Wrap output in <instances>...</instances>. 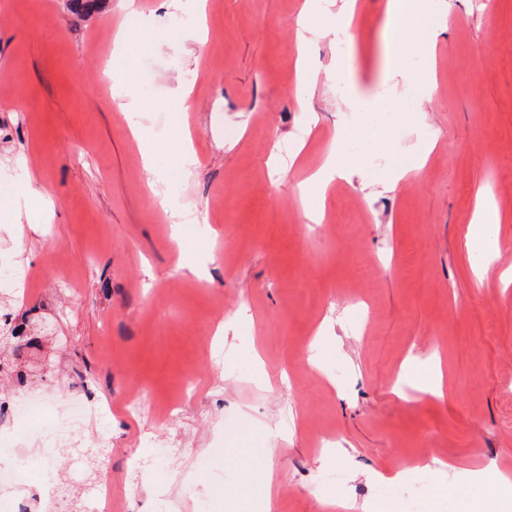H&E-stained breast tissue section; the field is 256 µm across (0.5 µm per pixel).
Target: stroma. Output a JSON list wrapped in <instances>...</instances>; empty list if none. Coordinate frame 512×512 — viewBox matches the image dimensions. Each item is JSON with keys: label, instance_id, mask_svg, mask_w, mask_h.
<instances>
[{"label": "stroma", "instance_id": "35a3bbf8", "mask_svg": "<svg viewBox=\"0 0 512 512\" xmlns=\"http://www.w3.org/2000/svg\"><path fill=\"white\" fill-rule=\"evenodd\" d=\"M136 3L80 18L69 0H0V174L31 169L51 196L32 199L23 239L0 228V270L18 274L0 302L39 339L0 392L108 414L105 432L85 430L99 453L81 462L35 451L45 417L5 415L0 458L23 449L34 486L48 469L76 487L110 477L112 512H152L162 496L176 512H233L243 475L231 448L254 449V475L273 470L272 512H329L320 490L361 512L379 477L403 470L419 512H445L415 469L434 457L512 475V287L498 280L512 266V0H435L422 48L403 47L416 80L401 71L381 86L386 0H356L342 34L344 0H321L302 76L303 0H209L203 38L192 26L168 37L175 10ZM135 17L123 79L167 145L151 170L97 73ZM346 48L361 89L395 114L384 141L336 88ZM184 126L189 169L167 138ZM285 143L291 154L272 162ZM337 143L351 173L307 190ZM400 156L427 163L395 183ZM487 197L505 220L480 282L484 253L466 234ZM174 206L210 217L206 233L172 223ZM308 207L329 223H308ZM222 323L235 327L223 341ZM435 352L445 398L390 395L408 357L422 372ZM136 456L155 462L136 474ZM336 470L342 480L325 482Z\"/></svg>", "mask_w": 512, "mask_h": 512}]
</instances>
